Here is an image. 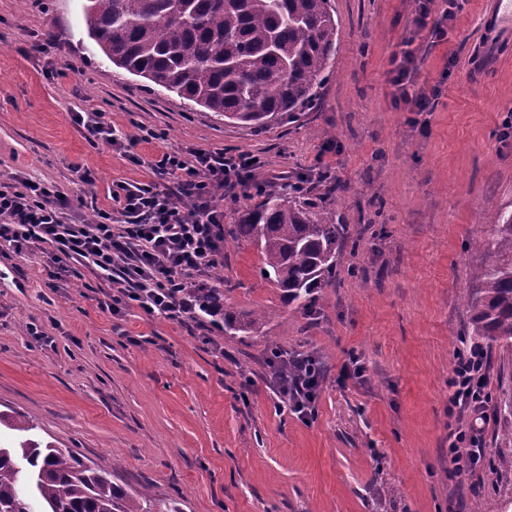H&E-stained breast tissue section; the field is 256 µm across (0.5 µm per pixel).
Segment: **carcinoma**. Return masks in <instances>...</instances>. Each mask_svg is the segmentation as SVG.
I'll return each instance as SVG.
<instances>
[{
    "instance_id": "carcinoma-1",
    "label": "carcinoma",
    "mask_w": 512,
    "mask_h": 512,
    "mask_svg": "<svg viewBox=\"0 0 512 512\" xmlns=\"http://www.w3.org/2000/svg\"><path fill=\"white\" fill-rule=\"evenodd\" d=\"M88 37L115 67L145 78L189 105L236 124L264 127L306 109L327 80L338 42L330 0H85ZM224 228L251 242L260 272L289 305L315 312L319 289L360 237L298 188L268 193ZM492 262L468 302L469 337L512 349V213L493 220ZM262 321L224 310V326L250 334ZM0 512H182L173 499L130 492L112 472L69 448L0 439Z\"/></svg>"
}]
</instances>
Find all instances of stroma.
Returning a JSON list of instances; mask_svg holds the SVG:
<instances>
[{
    "label": "stroma",
    "instance_id": "35a3bbf8",
    "mask_svg": "<svg viewBox=\"0 0 512 512\" xmlns=\"http://www.w3.org/2000/svg\"><path fill=\"white\" fill-rule=\"evenodd\" d=\"M84 0H0V175L112 208L113 184H156L151 164L188 147L261 161L266 190H334L357 250L321 291L316 318L259 274L260 254L225 241L212 283L231 311L265 312L256 335L99 306L89 270L53 289L40 255L0 252V415L31 438L115 469L183 512H504L512 415L495 411L488 464H448V374L470 328L467 296L490 255L491 219L512 212V32L483 76L482 16L465 0L444 42L413 0H331L338 48L316 103L263 128L225 122L110 64ZM408 64L430 101L410 111L391 83ZM136 135L131 154L90 138L83 109ZM43 331L35 340L31 327ZM323 364L313 417L273 392L271 349ZM361 377L342 380L351 357Z\"/></svg>",
    "mask_w": 512,
    "mask_h": 512
}]
</instances>
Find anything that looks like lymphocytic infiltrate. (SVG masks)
I'll list each match as a JSON object with an SVG mask.
<instances>
[{"label": "lymphocytic infiltrate", "instance_id": "obj_1", "mask_svg": "<svg viewBox=\"0 0 512 512\" xmlns=\"http://www.w3.org/2000/svg\"><path fill=\"white\" fill-rule=\"evenodd\" d=\"M155 174L169 176L177 193L152 185L120 183L112 191L118 213L98 212L75 222L67 194L54 185L24 179L0 183V247L41 253L57 281L87 268L111 283L102 309L117 315L137 305L147 315L181 323L202 322L224 312L211 273L224 251V213L216 203L222 187L248 186L254 171L248 155L224 156L190 148L164 154ZM279 395L302 417L314 415L319 384L311 362L295 376L273 370ZM487 353L465 344L454 354L448 378V461L459 475H473L485 459L482 422L490 411Z\"/></svg>", "mask_w": 512, "mask_h": 512}]
</instances>
